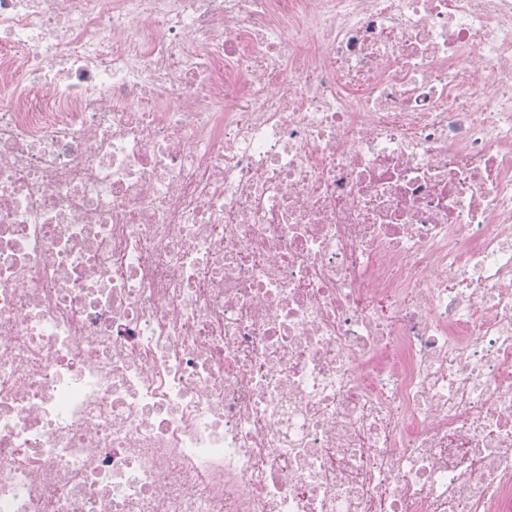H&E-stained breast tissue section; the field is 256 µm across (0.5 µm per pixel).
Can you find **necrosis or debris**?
Returning a JSON list of instances; mask_svg holds the SVG:
<instances>
[{
	"label": "necrosis or debris",
	"instance_id": "4bbe7bcc",
	"mask_svg": "<svg viewBox=\"0 0 512 512\" xmlns=\"http://www.w3.org/2000/svg\"><path fill=\"white\" fill-rule=\"evenodd\" d=\"M0 512H512V0H0Z\"/></svg>",
	"mask_w": 512,
	"mask_h": 512
}]
</instances>
